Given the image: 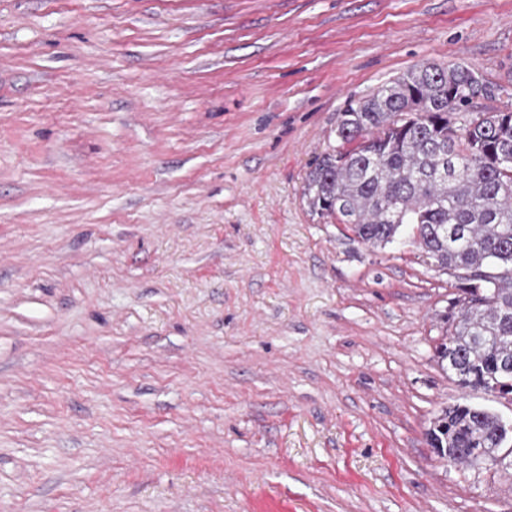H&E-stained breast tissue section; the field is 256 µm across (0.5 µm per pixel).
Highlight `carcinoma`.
<instances>
[{"label":"carcinoma","instance_id":"1","mask_svg":"<svg viewBox=\"0 0 512 512\" xmlns=\"http://www.w3.org/2000/svg\"><path fill=\"white\" fill-rule=\"evenodd\" d=\"M491 94L468 66L411 68L341 113L338 137L354 147L318 157L303 196L372 247L409 225L437 267L461 274L436 361L460 388L512 403V112L469 116ZM427 436L443 459L469 465L477 452L512 470L489 409L449 405Z\"/></svg>","mask_w":512,"mask_h":512}]
</instances>
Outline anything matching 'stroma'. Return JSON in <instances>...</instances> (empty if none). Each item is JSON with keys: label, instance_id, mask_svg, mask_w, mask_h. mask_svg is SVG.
Wrapping results in <instances>:
<instances>
[{"label": "stroma", "instance_id": "35a3bbf8", "mask_svg": "<svg viewBox=\"0 0 512 512\" xmlns=\"http://www.w3.org/2000/svg\"><path fill=\"white\" fill-rule=\"evenodd\" d=\"M512 0H0V512H512L441 459L456 282L302 198L340 114Z\"/></svg>", "mask_w": 512, "mask_h": 512}]
</instances>
